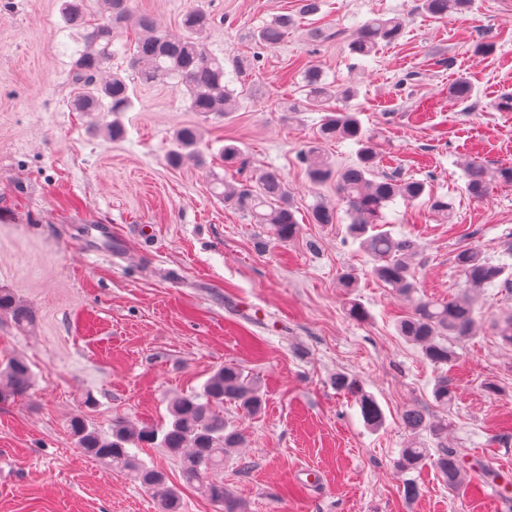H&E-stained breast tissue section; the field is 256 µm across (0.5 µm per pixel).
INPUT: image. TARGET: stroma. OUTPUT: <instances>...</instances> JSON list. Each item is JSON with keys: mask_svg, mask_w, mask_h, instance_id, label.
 Listing matches in <instances>:
<instances>
[{"mask_svg": "<svg viewBox=\"0 0 512 512\" xmlns=\"http://www.w3.org/2000/svg\"><path fill=\"white\" fill-rule=\"evenodd\" d=\"M203 4L213 15L206 44L218 57L252 54V30L297 0H131L162 29L179 33L182 13ZM400 18L401 38L350 69L347 41L358 25ZM329 36L315 43L305 18L284 44L261 51L235 112L204 118L189 109L176 81L137 84L138 102L122 115L124 140L101 131L107 112L71 111V64L82 45L66 27L60 0H0V289L32 311L28 330L0 315V361L27 359L34 386L0 402V512H158L126 473L83 455L68 428L83 415L102 434L124 417L159 424L170 401L201 392L232 363L254 377L266 404L254 417L225 402L224 416L246 447L224 460V481L249 512H512V490L467 482L458 491L432 465L405 474L393 461L407 442L436 448L429 432L411 435L404 409H434L440 371L400 336L409 300L371 275L372 263L345 239L349 219L333 185L312 184L298 155L321 146L335 165L350 161L347 142H320L321 108L307 98L299 65L313 61L338 93L357 85L353 104L381 147L383 172L427 181L448 196L454 216L425 204L396 203L387 219L421 245L419 291L445 299L465 286L458 248L498 260L512 234V185L493 184L480 202L462 192V167L512 159V0H473L468 11L435 19L417 0H324ZM489 53H477L479 44ZM469 102L449 94L458 76ZM199 126L218 154L235 140L243 168L167 162L174 132ZM278 169L301 220L297 237L278 242L269 225L225 206L214 178L248 183ZM334 208L332 224H312L316 201ZM356 270L353 294L338 275ZM367 310L350 320L349 299ZM445 371L455 391L447 443L512 481V347L490 327L457 345ZM357 376L382 408L370 429L358 405L336 391V374ZM500 386L484 391L485 382ZM94 406H86V396ZM138 456L180 491L183 512H219L184 484L164 449ZM419 495L403 497L406 479Z\"/></svg>", "mask_w": 512, "mask_h": 512, "instance_id": "1", "label": "stroma"}]
</instances>
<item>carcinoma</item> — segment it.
<instances>
[{
  "instance_id": "1",
  "label": "carcinoma",
  "mask_w": 512,
  "mask_h": 512,
  "mask_svg": "<svg viewBox=\"0 0 512 512\" xmlns=\"http://www.w3.org/2000/svg\"><path fill=\"white\" fill-rule=\"evenodd\" d=\"M105 17L96 21L90 17L87 0H62L61 16L65 24L80 32L84 48L77 52L72 63V109L77 112H110L115 116L105 126L112 139L125 135L124 125L116 116L135 107V91L120 73L112 74L105 82L97 76L116 56H129V66L146 83L175 77L185 88L189 109L207 116L224 117L235 111L241 90L229 88L224 81V60L207 48L205 35L212 24L210 13L202 7L186 10L181 15L183 35L171 37L156 27L152 18L131 12L128 0H102ZM472 0H421L424 12L439 18L461 14L471 7ZM295 19L277 15L252 33L259 48H273L288 38ZM132 28L135 31L131 47L114 48L119 33ZM402 23L397 18L375 17L365 21L348 41L350 55L363 60L375 54L382 43H394L402 34ZM308 96L317 106L324 105L333 96L319 67L305 64L302 68ZM450 94L468 101L473 96L470 81L459 76L450 87ZM357 95L349 86L340 92L346 102L344 108L331 110L322 119L318 135L328 141L340 139L355 146V159L347 166L336 169L335 164L318 147H311L300 155L309 180L317 185L331 180L336 182V193L346 205L350 219L348 236L359 244L360 250L372 261L371 274L392 288L399 296L414 299L412 310L397 324L401 336L417 346L423 358L436 368L452 364L458 357L453 343L477 335L481 319L473 296L464 292L448 299L415 297L418 287L414 278L412 259L420 252L417 240L407 235L393 234L385 210L400 200L404 204L422 201L430 210L452 217L453 204L446 196L427 190V182L380 176V151L374 139L363 128L359 113L349 105ZM176 149L168 156L169 164L179 165L186 157L205 163L199 149L202 136L199 127L184 125L174 133ZM464 191L474 200L486 196L492 181L512 183V166L490 170L487 166L471 162L463 169ZM219 195L224 204L249 216L256 224L270 226L275 239L288 242L298 234V221L290 200L288 186L282 176L273 170L263 171L256 185L248 187L221 182ZM311 220L315 224L334 223V210L322 201L312 206ZM457 270L472 290L488 286L512 294V263L497 264L487 259L472 246L460 248L453 257ZM0 314L10 316L14 323L25 328L32 321L29 307L21 303L6 289H0ZM494 335L505 345L512 346V316L492 325ZM336 390L352 397L358 404L365 423L374 428L385 422L377 401L368 394L362 382L354 375L338 373L333 378ZM32 387V372L27 361L14 356L0 364V401L16 400L28 396ZM436 406L443 409L454 402V391L448 385V376L439 375L432 388ZM232 401L248 415L262 410L263 393L257 382L235 364H226L206 381L202 392L174 398L169 406V420L160 426L137 425L117 420L109 436L100 434L81 415L69 420V430L82 452L108 467L128 471L142 487L155 492L159 512H182L179 492L167 485L160 470L139 462L131 449L158 445L181 463L184 482L194 486L222 512H248L247 503L236 496L224 483V457L247 442L245 434L224 419V402ZM404 427L412 434L428 431L440 438L448 432V424L424 408L413 407L402 414ZM431 457L430 449L411 443L401 449L394 465L401 471L418 469L431 457L440 475L454 491L464 482L467 471L477 469L480 475L493 480L497 472L484 464L474 465L465 460L452 447L440 446Z\"/></svg>"
}]
</instances>
